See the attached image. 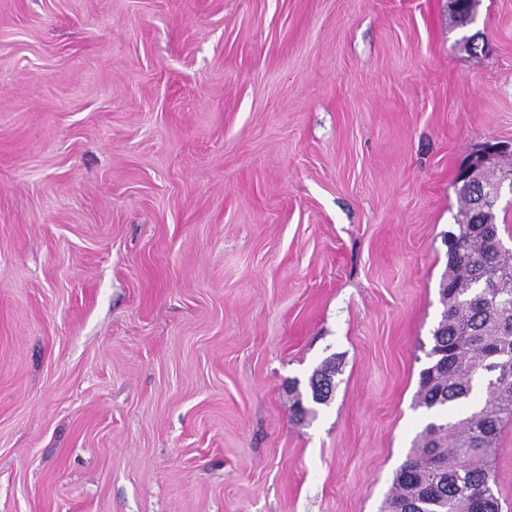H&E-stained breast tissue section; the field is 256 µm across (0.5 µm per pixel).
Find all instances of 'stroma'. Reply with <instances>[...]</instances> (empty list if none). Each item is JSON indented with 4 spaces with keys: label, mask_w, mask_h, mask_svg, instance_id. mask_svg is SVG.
<instances>
[{
    "label": "stroma",
    "mask_w": 512,
    "mask_h": 512,
    "mask_svg": "<svg viewBox=\"0 0 512 512\" xmlns=\"http://www.w3.org/2000/svg\"><path fill=\"white\" fill-rule=\"evenodd\" d=\"M469 31L448 0H0V512H384L457 171L512 145V0ZM493 466L512 512V422ZM336 374V363L327 361L319 370L313 372L309 378V387L312 400L324 403L333 391V379Z\"/></svg>",
    "instance_id": "obj_1"
}]
</instances>
